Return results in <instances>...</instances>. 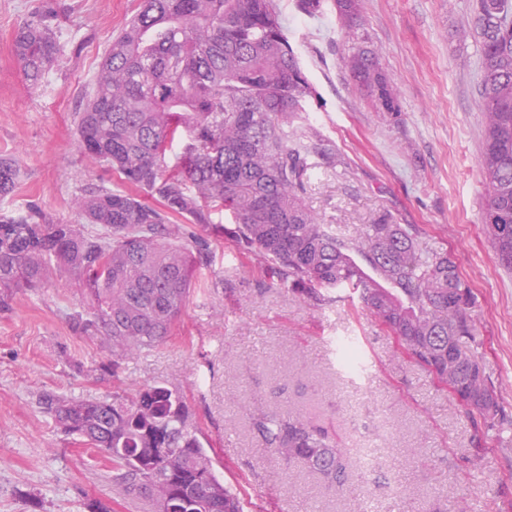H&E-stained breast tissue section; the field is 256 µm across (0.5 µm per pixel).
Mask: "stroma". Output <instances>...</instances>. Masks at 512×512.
Here are the masks:
<instances>
[{
    "mask_svg": "<svg viewBox=\"0 0 512 512\" xmlns=\"http://www.w3.org/2000/svg\"><path fill=\"white\" fill-rule=\"evenodd\" d=\"M139 0H0V156L18 158L14 207L79 223L76 197L120 184L78 149V114L99 65ZM285 34L315 94L298 125L319 148L304 202L342 237L389 216L410 224L422 249L448 255L471 290L474 334L507 423L485 430L411 360L349 292L329 304L272 285L214 215L207 260L171 336L114 360L87 338L85 299L57 281L17 292L0 313V512H151L118 485L109 460L55 428L41 393L104 397L154 384L185 396L200 437L244 512H512V271L482 230L487 194L478 166L484 114L472 0H362L367 46L396 90L400 110L379 111L341 65L346 32L333 0L310 17L277 0ZM51 18L61 54L32 87L13 52L17 30ZM352 338L364 370L347 372L339 339ZM299 414L328 427L345 453L377 448L379 465L347 467L331 487L301 460L272 453L256 428L265 414Z\"/></svg>",
    "mask_w": 512,
    "mask_h": 512,
    "instance_id": "1",
    "label": "stroma"
}]
</instances>
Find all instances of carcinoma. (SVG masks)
<instances>
[{
	"instance_id": "carcinoma-1",
	"label": "carcinoma",
	"mask_w": 512,
	"mask_h": 512,
	"mask_svg": "<svg viewBox=\"0 0 512 512\" xmlns=\"http://www.w3.org/2000/svg\"><path fill=\"white\" fill-rule=\"evenodd\" d=\"M349 39L341 61L385 112L399 111L390 78L364 46L360 0H336ZM479 86L486 127L479 167L487 187L483 231L512 269V0H476ZM14 51L36 87L60 47L42 16L21 26ZM312 87L288 42L275 0H140L99 69L79 113V150L156 198L100 191L76 201L82 224L53 222L31 207L0 213V312L15 292L58 277L83 288L85 335L130 358L162 343L185 308L195 251L178 216L206 230L227 212L239 246L316 302L320 289L358 295L405 354L430 372L465 411L488 427L504 420L483 362L462 345L473 336L471 293L446 255L422 252L400 224H367L353 238L316 222L301 193L316 147L294 122ZM19 162L0 158V200L20 180ZM345 365L361 366L356 345L339 344ZM60 429L98 449L122 471L127 492L172 512H241L213 464L176 388L155 385L129 397H39ZM272 452L302 459L330 484L345 476L344 451L325 427L289 413L257 423Z\"/></svg>"
}]
</instances>
